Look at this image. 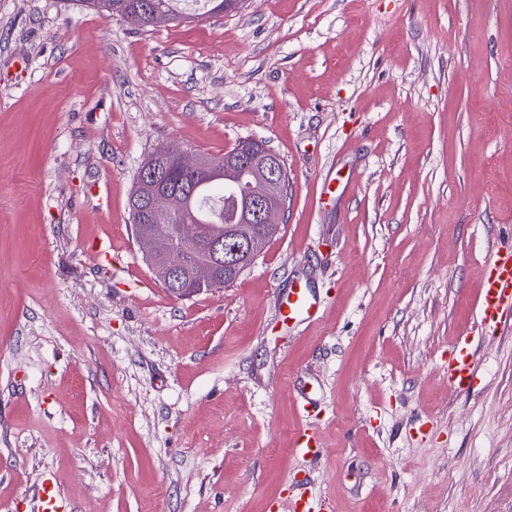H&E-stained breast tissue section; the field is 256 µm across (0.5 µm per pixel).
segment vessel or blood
<instances>
[{
    "label": "vessel or blood",
    "mask_w": 512,
    "mask_h": 512,
    "mask_svg": "<svg viewBox=\"0 0 512 512\" xmlns=\"http://www.w3.org/2000/svg\"><path fill=\"white\" fill-rule=\"evenodd\" d=\"M282 320L313 318L316 304L307 288L294 284L278 307ZM512 320V249L495 250L488 259L479 302V335H465L456 342L448 357V381L459 389L471 388L478 355L480 334L497 330ZM61 493L54 483L43 482L37 489L35 512H58ZM292 512H332V504L321 493L301 487L292 500Z\"/></svg>",
    "instance_id": "1"
}]
</instances>
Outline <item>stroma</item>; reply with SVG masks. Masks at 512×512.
<instances>
[{
    "label": "stroma",
    "instance_id": "stroma-1",
    "mask_svg": "<svg viewBox=\"0 0 512 512\" xmlns=\"http://www.w3.org/2000/svg\"><path fill=\"white\" fill-rule=\"evenodd\" d=\"M245 137L287 170L278 229L174 298L136 173ZM509 241L512 0H244L143 31L0 0V512L46 479L60 512H284L300 481L333 512H512V322L468 391L447 378ZM296 282L318 320L279 317Z\"/></svg>",
    "mask_w": 512,
    "mask_h": 512
}]
</instances>
